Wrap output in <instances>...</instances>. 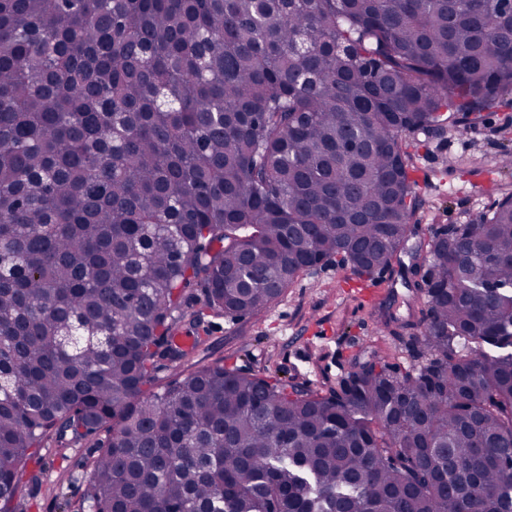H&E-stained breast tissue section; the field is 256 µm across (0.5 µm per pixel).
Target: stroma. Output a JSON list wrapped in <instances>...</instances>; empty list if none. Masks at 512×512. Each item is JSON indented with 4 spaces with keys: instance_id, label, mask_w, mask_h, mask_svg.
<instances>
[{
    "instance_id": "stroma-1",
    "label": "stroma",
    "mask_w": 512,
    "mask_h": 512,
    "mask_svg": "<svg viewBox=\"0 0 512 512\" xmlns=\"http://www.w3.org/2000/svg\"><path fill=\"white\" fill-rule=\"evenodd\" d=\"M407 140L414 146V177L422 199L415 216L420 238L449 224L468 223L492 204L498 188L512 187V170L498 164L512 150V94L474 126L415 132ZM385 278L388 286L378 303L368 304L373 281L332 260L306 270L267 310L243 319L212 311L202 289L190 288L174 330L194 336L197 344L183 360L161 361L157 378L163 383L221 362L320 390L336 385L376 349L409 364L418 345L383 332L372 314L374 306L407 295L397 271ZM93 444L90 437L63 447L45 442L41 488L23 489L13 501L14 512H83Z\"/></svg>"
}]
</instances>
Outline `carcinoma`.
Returning <instances> with one entry per match:
<instances>
[{
  "label": "carcinoma",
  "mask_w": 512,
  "mask_h": 512,
  "mask_svg": "<svg viewBox=\"0 0 512 512\" xmlns=\"http://www.w3.org/2000/svg\"><path fill=\"white\" fill-rule=\"evenodd\" d=\"M507 93L512 0H0V512L52 437L91 512H512V192L412 247L406 140ZM403 253L418 363L151 390L186 289Z\"/></svg>",
  "instance_id": "cac0c4a2"
}]
</instances>
